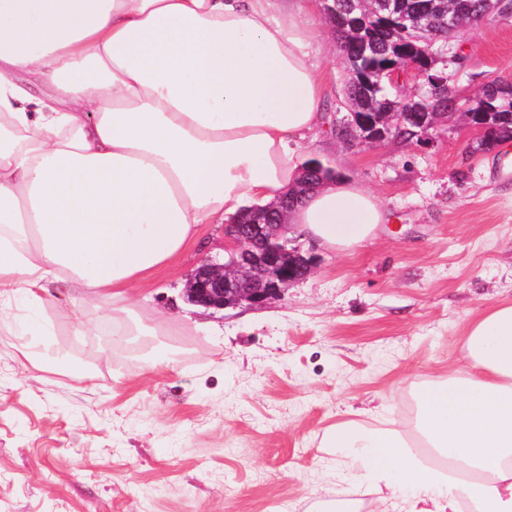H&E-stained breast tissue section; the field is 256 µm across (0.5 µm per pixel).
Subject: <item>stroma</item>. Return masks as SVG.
I'll return each instance as SVG.
<instances>
[{
	"label": "stroma",
	"mask_w": 512,
	"mask_h": 512,
	"mask_svg": "<svg viewBox=\"0 0 512 512\" xmlns=\"http://www.w3.org/2000/svg\"><path fill=\"white\" fill-rule=\"evenodd\" d=\"M316 29L329 77L299 151L372 192L384 224L349 251L300 236L307 279L264 305L214 311L185 296L198 262L224 255L223 225H199L128 292L137 318L169 333L174 354L160 365L112 343V307L95 300L79 306L78 329L43 309L83 381L25 363L22 310L0 321V512H334L347 494L372 512L374 495L332 468L325 430L408 427L413 383L461 368L470 322L512 302V180L464 117L485 83L512 80V13L459 38L447 124L353 147L331 131L348 110V73L332 29Z\"/></svg>",
	"instance_id": "35a3bbf8"
}]
</instances>
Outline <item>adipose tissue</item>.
I'll return each instance as SVG.
<instances>
[{"label":"adipose tissue","instance_id":"obj_1","mask_svg":"<svg viewBox=\"0 0 512 512\" xmlns=\"http://www.w3.org/2000/svg\"><path fill=\"white\" fill-rule=\"evenodd\" d=\"M297 0H0V311L27 310V360L53 357L41 321L87 298L120 302L166 267L198 225L277 200L321 117L323 73ZM43 92H34L28 76ZM288 221L351 249L384 221L344 181L310 193ZM465 374L422 385L401 432L331 426L339 472L385 512H512V304L464 333Z\"/></svg>","mask_w":512,"mask_h":512}]
</instances>
